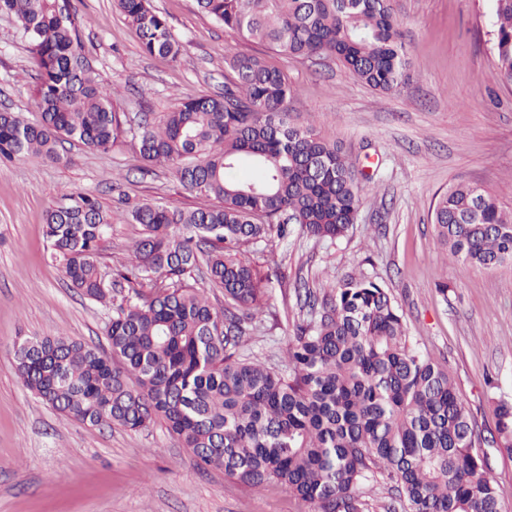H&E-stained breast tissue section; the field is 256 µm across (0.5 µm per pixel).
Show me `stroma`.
Masks as SVG:
<instances>
[{
  "label": "stroma",
  "instance_id": "35a3bbf8",
  "mask_svg": "<svg viewBox=\"0 0 512 512\" xmlns=\"http://www.w3.org/2000/svg\"><path fill=\"white\" fill-rule=\"evenodd\" d=\"M82 49L118 111L160 124L179 98L224 91L226 59L257 54L288 77L292 116L348 158L361 205L336 241L300 234L250 248L246 261L272 274L269 304L247 353L287 371L286 349L306 320L297 282L364 275L387 288L411 347L440 362L482 436L477 451L512 512V456L492 442L497 401L512 399V263L493 269L448 258L433 223L437 197L457 183L487 190L512 210V87L495 75L490 0H393L410 81L381 93L334 58L286 57L239 38L196 0H150L182 44L178 61L145 55L115 0H66ZM34 70L10 15L0 14V110L36 119ZM64 159L0 167V512H309L288 488L251 490L222 469L199 470L164 426L133 432L86 426L43 404L13 370L23 336H64L105 345L111 308L69 288L49 258L44 218L72 192L92 193L115 214L99 263L128 259L126 202L192 208L200 200L175 171L142 172L132 143L107 153L65 145ZM447 282L440 292L438 282Z\"/></svg>",
  "mask_w": 512,
  "mask_h": 512
}]
</instances>
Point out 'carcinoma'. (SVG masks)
<instances>
[{"instance_id": "cac0c4a2", "label": "carcinoma", "mask_w": 512, "mask_h": 512, "mask_svg": "<svg viewBox=\"0 0 512 512\" xmlns=\"http://www.w3.org/2000/svg\"><path fill=\"white\" fill-rule=\"evenodd\" d=\"M142 51L171 61L181 45L149 0H115ZM242 39L290 56H334L381 93L408 80L391 0H196ZM493 52L512 83V0H493ZM15 17L36 71L39 119L0 112V162L61 160L76 142L108 152L129 140L149 167L215 201L193 209L138 203L128 265H98L112 212L78 192L46 211L51 257L71 288L112 304L109 350L61 336H25L13 364L24 386L88 426L140 431L161 421L203 469L258 489L285 485L312 512H369L372 471L388 472L408 512H500L475 451V425L448 371L414 351L386 289L350 275L304 288L310 319L293 329L288 375L244 354L268 304V274L245 247L288 238L289 226L333 242L355 223L361 195L351 164L309 126L290 121L287 76L255 54L226 61L224 93L179 99L158 130L132 124L81 54L61 0H0ZM433 219L448 256L480 268L512 261V211L460 183ZM224 294L217 310L196 286ZM121 294L115 303V294ZM496 443L512 454V402L495 408Z\"/></svg>"}]
</instances>
